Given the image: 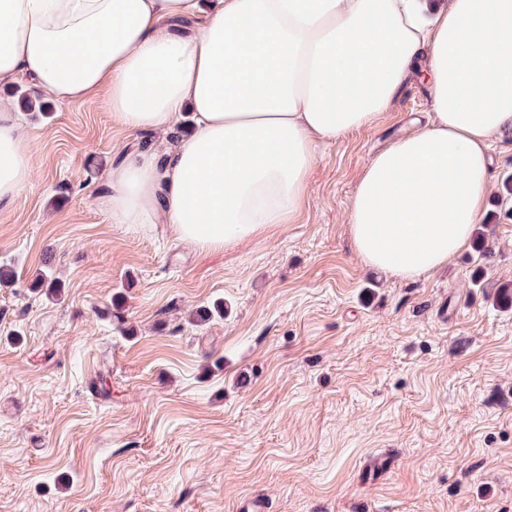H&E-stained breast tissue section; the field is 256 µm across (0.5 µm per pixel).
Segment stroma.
I'll return each mask as SVG.
<instances>
[{"label": "stroma", "mask_w": 512, "mask_h": 512, "mask_svg": "<svg viewBox=\"0 0 512 512\" xmlns=\"http://www.w3.org/2000/svg\"><path fill=\"white\" fill-rule=\"evenodd\" d=\"M0 98L33 151L0 205V512H512L511 132L490 143L484 251L400 279L362 264L348 213L429 112L417 85L320 145L294 223L222 250L113 223L107 171L148 137L104 95ZM47 266L62 297L31 286Z\"/></svg>", "instance_id": "35a3bbf8"}]
</instances>
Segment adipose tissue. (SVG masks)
Wrapping results in <instances>:
<instances>
[{"mask_svg":"<svg viewBox=\"0 0 512 512\" xmlns=\"http://www.w3.org/2000/svg\"><path fill=\"white\" fill-rule=\"evenodd\" d=\"M105 94L134 147L107 173L116 224H167L223 249L295 221L322 141L370 125L412 81L431 113L365 166L348 216L362 262L401 278L447 263L512 131V0H0V84ZM32 151L0 99V203Z\"/></svg>","mask_w":512,"mask_h":512,"instance_id":"1","label":"adipose tissue"}]
</instances>
